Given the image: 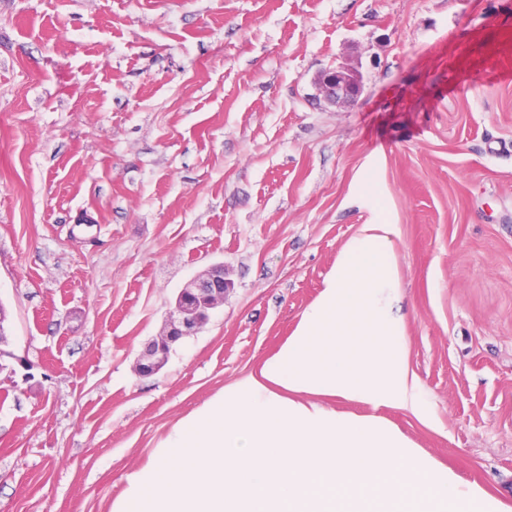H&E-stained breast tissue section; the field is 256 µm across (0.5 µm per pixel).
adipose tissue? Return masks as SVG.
Returning a JSON list of instances; mask_svg holds the SVG:
<instances>
[{
    "instance_id": "ef3b65f1",
    "label": "adipose tissue",
    "mask_w": 512,
    "mask_h": 512,
    "mask_svg": "<svg viewBox=\"0 0 512 512\" xmlns=\"http://www.w3.org/2000/svg\"><path fill=\"white\" fill-rule=\"evenodd\" d=\"M393 233L361 225L278 351L180 418L110 512H502L379 414L431 418L394 312Z\"/></svg>"
}]
</instances>
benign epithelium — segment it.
I'll use <instances>...</instances> for the list:
<instances>
[{
  "mask_svg": "<svg viewBox=\"0 0 512 512\" xmlns=\"http://www.w3.org/2000/svg\"><path fill=\"white\" fill-rule=\"evenodd\" d=\"M314 87L317 99L335 108L354 104L363 93L360 76L344 63L322 70L314 79ZM229 288L231 282L225 277L222 264L210 267L185 285L176 296L166 327L138 356V375L147 377L158 373L166 365L172 345L184 337L197 335L210 311L224 304Z\"/></svg>",
  "mask_w": 512,
  "mask_h": 512,
  "instance_id": "benign-epithelium-1",
  "label": "benign epithelium"
}]
</instances>
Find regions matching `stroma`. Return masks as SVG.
Here are the masks:
<instances>
[{"label":"stroma","instance_id":"stroma-1","mask_svg":"<svg viewBox=\"0 0 512 512\" xmlns=\"http://www.w3.org/2000/svg\"><path fill=\"white\" fill-rule=\"evenodd\" d=\"M378 222L436 423L382 415L511 508L512 0H0V512H110ZM216 264L223 305L139 376ZM314 87L317 99L335 108L353 105L363 93L360 76L344 63L322 70Z\"/></svg>","mask_w":512,"mask_h":512}]
</instances>
